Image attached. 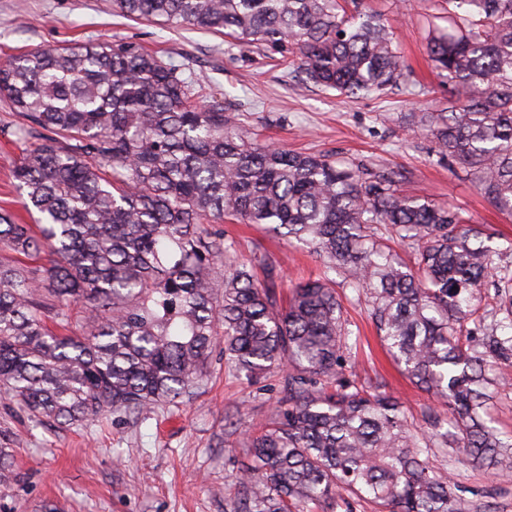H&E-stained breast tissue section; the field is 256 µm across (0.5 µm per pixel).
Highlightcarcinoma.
<instances>
[{"mask_svg":"<svg viewBox=\"0 0 512 512\" xmlns=\"http://www.w3.org/2000/svg\"><path fill=\"white\" fill-rule=\"evenodd\" d=\"M446 4L448 26L429 31L427 54L448 80V111L410 119L512 213V0ZM112 11L273 48L340 96L379 95L403 78L386 21L349 16L340 0H112ZM0 97L23 119L13 177L37 216L19 224L0 212V253L13 254L0 256L5 405L60 428L107 412L144 419L208 383L220 335L228 371L252 382L285 372L275 418L244 444L251 464L234 477L228 512H308L344 492L379 512H490L430 465L454 448L464 463L512 473V434L488 413L489 367L512 366V297L489 325L479 301L493 276L512 288V266L470 218L403 192V176L382 166L259 142L224 99L198 104L177 66L131 44L13 55ZM226 220L295 240L322 271L280 298V263L258 259V280L212 230ZM43 252L40 271L22 261ZM338 286L449 417L430 409L418 428L392 396L343 375L353 331ZM78 305L86 316L74 326Z\"/></svg>","mask_w":512,"mask_h":512,"instance_id":"carcinoma-1","label":"carcinoma"}]
</instances>
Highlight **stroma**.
<instances>
[{"instance_id":"1","label":"stroma","mask_w":512,"mask_h":512,"mask_svg":"<svg viewBox=\"0 0 512 512\" xmlns=\"http://www.w3.org/2000/svg\"><path fill=\"white\" fill-rule=\"evenodd\" d=\"M363 11L383 15L394 31L407 86L380 97L345 98L306 85L271 50L247 52L223 36L191 27L171 28L116 15L112 0H0V65L36 48L79 43H132L179 65L203 96L223 98L236 122L259 140L290 150L335 155L401 171L406 193L462 209L483 225L502 262L512 264V215L490 207L457 164L439 159L426 132L402 123L407 112H436L448 105V83L426 56L428 25L442 15L444 0H360ZM24 146L0 133V208L23 214L12 172ZM242 258L283 261L279 290L315 277L318 258L256 224L223 225ZM358 339L344 374L357 384L383 382L410 422L423 409L440 407L401 373L380 344L363 307L347 306ZM208 385L144 421L112 418L57 428L33 426L0 405V430L15 450L14 474L0 482V512H227L238 488L236 474L250 459L245 432H256L274 416L283 375L257 383L229 374L221 349L209 361ZM474 500L489 498L493 512H512V477L478 466L449 465Z\"/></svg>"}]
</instances>
